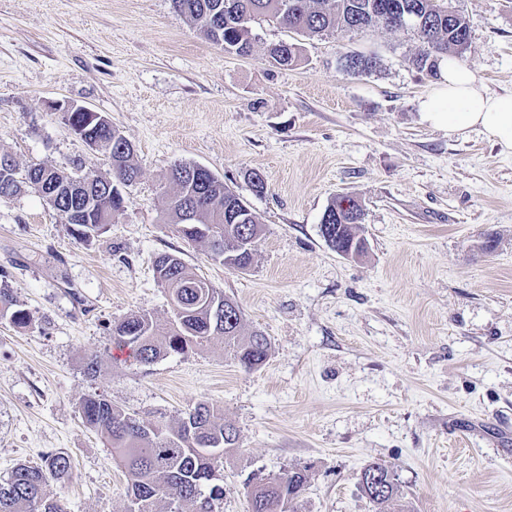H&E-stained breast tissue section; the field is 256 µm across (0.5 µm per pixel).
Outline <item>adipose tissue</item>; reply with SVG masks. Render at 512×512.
<instances>
[{"label":"adipose tissue","instance_id":"ef3b65f1","mask_svg":"<svg viewBox=\"0 0 512 512\" xmlns=\"http://www.w3.org/2000/svg\"><path fill=\"white\" fill-rule=\"evenodd\" d=\"M419 111L431 126L452 134L475 128L502 152L512 153V94L489 92L454 57L442 58Z\"/></svg>","mask_w":512,"mask_h":512}]
</instances>
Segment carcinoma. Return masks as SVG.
<instances>
[{
	"label": "carcinoma",
	"mask_w": 512,
	"mask_h": 512,
	"mask_svg": "<svg viewBox=\"0 0 512 512\" xmlns=\"http://www.w3.org/2000/svg\"><path fill=\"white\" fill-rule=\"evenodd\" d=\"M172 8L186 17L200 33L224 52L249 56L254 47L251 23L264 18L302 37L336 34L345 37L375 27L387 30L410 29L420 42L413 58L415 68L438 76V62L452 52L461 57L470 48L465 17L448 12L445 0H170ZM266 58L280 67L294 65L300 48L288 41L266 47ZM340 70L350 77L370 75L380 66L375 53H344ZM66 125L81 132L82 140L99 144L110 160L111 173L90 171L74 177L46 165H31L19 173L14 158L0 153L12 169H0V197L14 196L22 188L34 189L55 210L64 214L78 211L84 223L73 234L88 239L106 231L119 202L106 197V184L126 187L140 174L133 163L134 147L112 123L89 125L82 112L63 114ZM191 163L171 165L169 179L173 194L167 200V217L179 235L201 248L210 258L226 261L224 250H234L232 264L240 269L251 265L253 241L263 231L257 215L242 207L244 201L218 177H189ZM330 216L327 245L335 251L347 250L356 237V225L363 221V208L355 199L340 195L324 210ZM157 279L169 293L177 294L178 308L171 319L160 323L145 313L132 314L112 325L111 341L126 348L139 363H151L168 353H183L202 347L211 337H224L225 349L246 369H255L267 359L270 343L255 331L241 335L242 311L224 299V320L215 321L201 300L208 292H219L207 279L190 270L176 255L156 258ZM0 315L15 325H28L29 314L18 308L5 283H0ZM82 421L104 436L112 455L130 480L128 495L138 512H153L154 503L165 500L170 512H213L212 501L224 497V487L210 485L219 459L214 451L229 453L235 448L237 433L224 423L221 410L200 403L172 426L163 420L140 424L134 415L112 404L102 395L79 402ZM71 462L62 453H47L39 465L19 464L0 481V512H67L61 501L47 495L51 480L69 475ZM362 493L377 504L399 498L396 478L379 462L368 464L359 479ZM307 485L301 469L280 476L261 478L246 484V512H287Z\"/></svg>",
	"instance_id": "1"
}]
</instances>
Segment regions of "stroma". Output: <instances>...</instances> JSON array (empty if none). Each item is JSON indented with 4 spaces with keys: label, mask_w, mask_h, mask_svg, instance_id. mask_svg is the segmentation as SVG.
Instances as JSON below:
<instances>
[{
    "label": "stroma",
    "mask_w": 512,
    "mask_h": 512,
    "mask_svg": "<svg viewBox=\"0 0 512 512\" xmlns=\"http://www.w3.org/2000/svg\"><path fill=\"white\" fill-rule=\"evenodd\" d=\"M447 2L470 30L461 65L512 93V0ZM252 32L254 53L237 57L170 0H0V152L108 173L50 109L69 102L108 116L140 169L87 241L34 190L0 197V278L31 318H0V479L59 452L70 476L48 495L68 512H127L128 477L78 412L100 394L144 423L221 409L238 446L216 469L214 512H245L251 476L291 469L308 474L295 512H384L358 488L375 461L410 512H512V153L422 120L433 80L412 64L411 31L308 39L261 19ZM281 40L299 42L296 66L265 59ZM370 50L376 72H341L340 53ZM176 161L208 168L258 216L247 270L167 224ZM339 194L364 206L357 258L320 232ZM163 253L239 305L243 334L268 337L262 366L241 367L219 336L150 364L113 348L126 316L170 318Z\"/></svg>",
    "instance_id": "obj_1"
}]
</instances>
